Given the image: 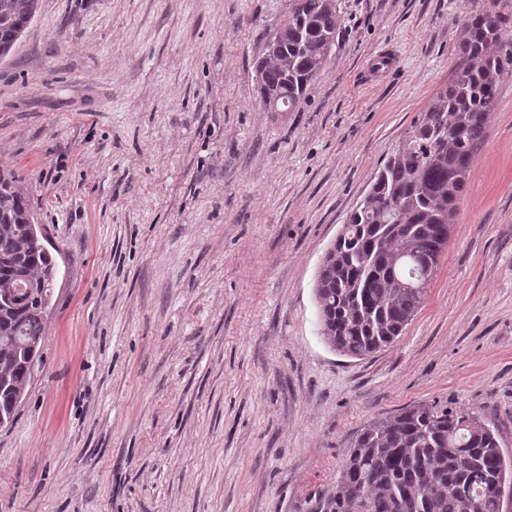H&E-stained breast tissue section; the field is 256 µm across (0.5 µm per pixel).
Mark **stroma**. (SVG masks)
<instances>
[{
    "mask_svg": "<svg viewBox=\"0 0 512 512\" xmlns=\"http://www.w3.org/2000/svg\"><path fill=\"white\" fill-rule=\"evenodd\" d=\"M477 2L335 0L331 58L272 112L288 0H39L0 59V174L56 276L0 512H308L368 421L423 402L512 455V74L402 334L341 355L314 292Z\"/></svg>",
    "mask_w": 512,
    "mask_h": 512,
    "instance_id": "1",
    "label": "stroma"
}]
</instances>
